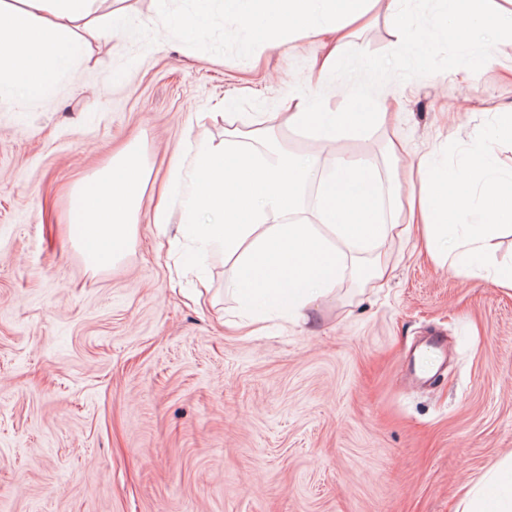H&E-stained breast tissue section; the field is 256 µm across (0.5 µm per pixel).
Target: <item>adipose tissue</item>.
<instances>
[{
  "instance_id": "ef3b65f1",
  "label": "adipose tissue",
  "mask_w": 512,
  "mask_h": 512,
  "mask_svg": "<svg viewBox=\"0 0 512 512\" xmlns=\"http://www.w3.org/2000/svg\"><path fill=\"white\" fill-rule=\"evenodd\" d=\"M20 9L0 5V96L22 98L44 92L54 75L75 64L86 50L81 30L104 39L114 31L138 32L125 14H101L104 0H23ZM369 0H225L227 12L250 25L265 14L268 28L299 38L333 34L322 43L312 95L282 103L287 122L316 138L341 140L359 124L349 112H327L326 79L342 63L352 30L367 23ZM284 148L257 150L237 141L197 143L192 171L181 153L170 160L169 183H188L180 223L158 207L153 223L159 238L176 246L182 237L222 250L244 276L237 293L252 303L287 301L289 316L309 323L316 300L333 288L360 253L388 240L420 232L428 251L454 253L463 264L493 259L489 240L503 220L512 221V195L498 181H485L478 201L451 198L430 157L416 164L418 184L401 194L397 177L382 178L373 165L358 167L339 155L330 159L320 183L314 221L291 222L304 184L316 166ZM94 195L78 190L71 214L80 226L78 242L91 268L111 265L133 247L136 207L145 181L139 147L127 148L93 178ZM460 512H512V455L466 491Z\"/></svg>"
}]
</instances>
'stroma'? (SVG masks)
Here are the masks:
<instances>
[{
  "label": "stroma",
  "mask_w": 512,
  "mask_h": 512,
  "mask_svg": "<svg viewBox=\"0 0 512 512\" xmlns=\"http://www.w3.org/2000/svg\"><path fill=\"white\" fill-rule=\"evenodd\" d=\"M137 37L91 40L50 95L0 99V512H457L512 451V294L486 268L440 263L413 243L379 248L389 274L345 270L297 326L276 308L261 331L243 322L207 258L203 305L183 289L187 255L153 225L175 150L226 134L250 141L245 112H277L307 93L313 38L267 47L221 0H114ZM357 48L389 51L388 0ZM387 118L348 140L270 123L290 152L379 159L398 168L435 154L444 191L479 140L486 171L512 185V49L479 72L458 67L385 85ZM138 142L149 174L134 249L94 270L69 239L72 195L117 150ZM448 338L449 366L421 391L403 379L414 344Z\"/></svg>",
  "instance_id": "stroma-1"
}]
</instances>
